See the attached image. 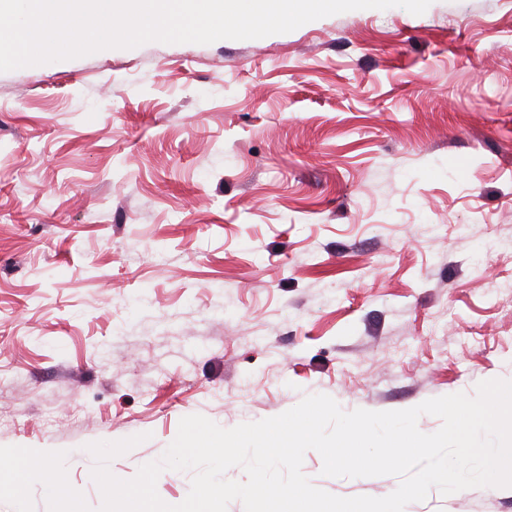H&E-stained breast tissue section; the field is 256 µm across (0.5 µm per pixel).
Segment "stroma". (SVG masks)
<instances>
[{
	"label": "stroma",
	"mask_w": 512,
	"mask_h": 512,
	"mask_svg": "<svg viewBox=\"0 0 512 512\" xmlns=\"http://www.w3.org/2000/svg\"><path fill=\"white\" fill-rule=\"evenodd\" d=\"M512 0L350 11L0 73V446L62 451L326 394L402 410L512 380ZM312 483L383 497L396 476ZM405 512H512V488Z\"/></svg>",
	"instance_id": "1"
}]
</instances>
